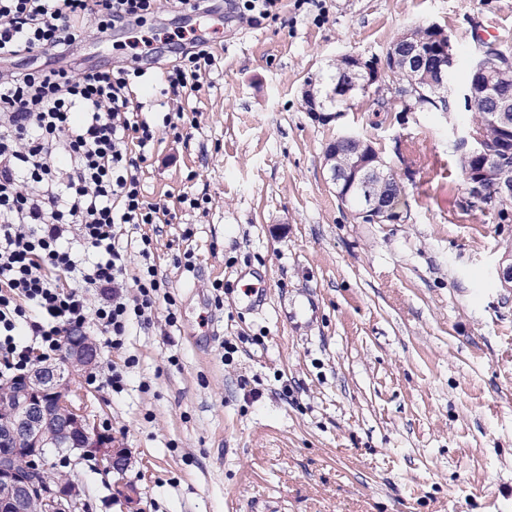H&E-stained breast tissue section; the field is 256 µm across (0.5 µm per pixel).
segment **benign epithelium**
Wrapping results in <instances>:
<instances>
[{"mask_svg": "<svg viewBox=\"0 0 512 512\" xmlns=\"http://www.w3.org/2000/svg\"><path fill=\"white\" fill-rule=\"evenodd\" d=\"M429 29L434 32L432 39L436 43L419 46L414 58L423 61L437 57L431 91L445 96L448 72L456 65V55L451 43L440 35V27L431 24ZM480 52L485 59L472 68L473 83L468 93L488 95L492 82L487 59L494 57V47L484 45ZM348 59L351 67L367 74L377 92L390 91L394 101L400 94L424 95L415 83L398 89L385 83L390 68L399 60L391 51L386 52L381 63L358 55ZM492 120L501 131L496 147H489L484 133L471 127L465 128L458 140L468 161L465 178L470 195L490 202L512 195V113L502 109L492 113ZM372 150L373 145H368L347 175L329 168V179L343 205L352 189L362 192V205L354 213L359 223L384 224L391 218L371 192L373 178L380 176V158ZM95 355L94 344L81 335L67 342L64 360L38 367L23 378L0 382V447L7 449L0 452V512H77L80 500L73 482L67 478L52 481L40 466L51 451L91 453L107 472L128 468L125 451L115 447L112 437L99 430L72 382L73 376L89 366Z\"/></svg>", "mask_w": 512, "mask_h": 512, "instance_id": "1", "label": "benign epithelium"}]
</instances>
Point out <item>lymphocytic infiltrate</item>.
<instances>
[{"label":"lymphocytic infiltrate","mask_w":512,"mask_h":512,"mask_svg":"<svg viewBox=\"0 0 512 512\" xmlns=\"http://www.w3.org/2000/svg\"><path fill=\"white\" fill-rule=\"evenodd\" d=\"M156 10L157 0H0V378L58 355L65 336L89 323L116 350L132 323L148 324L163 286L151 242L142 239L145 264L131 279L116 240L123 225L160 223L164 209L145 198L132 152H147L163 133L180 138L191 122L182 111L161 129L140 119L139 67L1 65L71 55L83 39ZM215 64L208 44L182 51L163 71L161 95L198 91V72ZM92 291L100 295L93 310ZM23 324L27 345L15 339Z\"/></svg>","instance_id":"lymphocytic-infiltrate-1"}]
</instances>
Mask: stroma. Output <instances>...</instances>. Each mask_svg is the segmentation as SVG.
<instances>
[{"label":"stroma","instance_id":"1","mask_svg":"<svg viewBox=\"0 0 512 512\" xmlns=\"http://www.w3.org/2000/svg\"><path fill=\"white\" fill-rule=\"evenodd\" d=\"M210 25L216 69L165 111L196 112L161 135L137 171L170 223L127 225L152 240L174 307L122 350L88 331L102 363H135L122 393L77 387L99 427L126 448L138 512H512V219L474 211L448 148L462 113L377 112L357 97L322 119L304 111L309 74L346 54L384 57L406 27L434 23L458 61L496 28L512 47V0H282L252 22ZM195 16L161 0L153 19L82 42L73 62L158 69L194 40ZM347 132L397 171L401 218L359 224L325 181L324 152ZM207 197L176 207L178 195ZM193 268L178 265L184 252ZM245 275L261 310L238 305ZM223 282L222 294L213 286ZM313 297V318L291 315ZM175 313L167 324V313ZM236 347L225 354V343ZM89 512H123L115 474L51 453Z\"/></svg>","mask_w":512,"mask_h":512}]
</instances>
